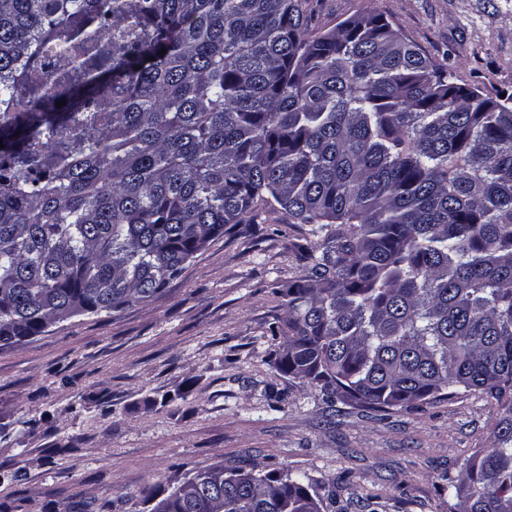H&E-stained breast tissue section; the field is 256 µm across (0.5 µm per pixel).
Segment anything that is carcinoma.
I'll return each mask as SVG.
<instances>
[{
	"label": "carcinoma",
	"mask_w": 512,
	"mask_h": 512,
	"mask_svg": "<svg viewBox=\"0 0 512 512\" xmlns=\"http://www.w3.org/2000/svg\"><path fill=\"white\" fill-rule=\"evenodd\" d=\"M1 158L0 342L149 301L278 207L316 241L279 291L276 369L329 407L491 396L495 444L448 492L512 512V96L379 15L311 35L301 0H0ZM193 479L163 512L323 509L298 475ZM34 65L43 76L41 90L43 92L46 90H52L54 87L53 77L59 66L57 58L50 51L45 50L36 57Z\"/></svg>",
	"instance_id": "1"
}]
</instances>
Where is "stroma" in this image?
<instances>
[{
	"mask_svg": "<svg viewBox=\"0 0 512 512\" xmlns=\"http://www.w3.org/2000/svg\"><path fill=\"white\" fill-rule=\"evenodd\" d=\"M313 34L387 19L454 81L512 94V0H302ZM307 225L280 209L226 232L152 301L83 314L0 346V512H150L200 470L307 476L325 512H452L448 479L491 447L481 393L415 408L330 409L274 367L280 289Z\"/></svg>",
	"mask_w": 512,
	"mask_h": 512,
	"instance_id": "35a3bbf8",
	"label": "stroma"
}]
</instances>
